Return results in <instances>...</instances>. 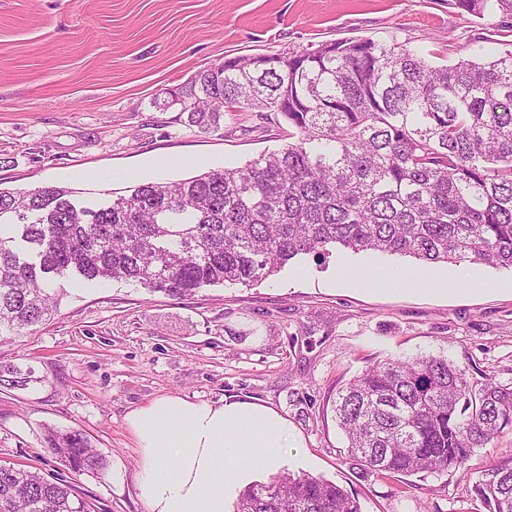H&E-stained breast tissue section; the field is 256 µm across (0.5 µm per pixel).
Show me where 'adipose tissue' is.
Instances as JSON below:
<instances>
[{
  "label": "adipose tissue",
  "instance_id": "adipose-tissue-1",
  "mask_svg": "<svg viewBox=\"0 0 512 512\" xmlns=\"http://www.w3.org/2000/svg\"><path fill=\"white\" fill-rule=\"evenodd\" d=\"M128 427L140 454L139 490L148 512H227L253 471H276L288 421L248 403L164 396L135 409Z\"/></svg>",
  "mask_w": 512,
  "mask_h": 512
}]
</instances>
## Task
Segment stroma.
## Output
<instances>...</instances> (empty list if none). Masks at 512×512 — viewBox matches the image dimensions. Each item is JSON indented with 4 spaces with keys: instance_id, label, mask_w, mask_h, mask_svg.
I'll return each mask as SVG.
<instances>
[{
    "instance_id": "obj_1",
    "label": "stroma",
    "mask_w": 512,
    "mask_h": 512,
    "mask_svg": "<svg viewBox=\"0 0 512 512\" xmlns=\"http://www.w3.org/2000/svg\"><path fill=\"white\" fill-rule=\"evenodd\" d=\"M347 38L436 50L442 64L485 60L512 41V15L479 19L452 0H0V181L66 186L95 209L141 183L244 165L287 143L280 115L228 112L204 134L152 101L227 58ZM377 266L421 270L409 257L336 252L249 287L181 298L61 279L50 320L0 337V367L36 376L0 384V465L65 473L44 432L78 429L108 461L105 477L76 478L90 512H146L130 411L164 395L260 402L288 420L285 471L344 487L363 512H476L470 489L512 454L511 433L476 449L464 469L377 479L345 463L333 404L351 377L386 358L442 356L512 386V269L434 265L454 276L448 293L342 280L344 269Z\"/></svg>"
}]
</instances>
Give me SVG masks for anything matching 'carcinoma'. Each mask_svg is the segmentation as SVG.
<instances>
[{
    "instance_id": "obj_1",
    "label": "carcinoma",
    "mask_w": 512,
    "mask_h": 512,
    "mask_svg": "<svg viewBox=\"0 0 512 512\" xmlns=\"http://www.w3.org/2000/svg\"><path fill=\"white\" fill-rule=\"evenodd\" d=\"M478 18L512 0H454ZM180 120L216 132L226 112H275L293 141L244 165L147 182L98 210L66 187H0V335L57 309L50 277L139 283L171 296L250 286L302 255L411 257L429 266L512 268V50L434 65L369 38L301 52L237 56L197 71ZM335 418L350 466L376 477L454 472L512 432V386L469 380L444 357L387 359L339 389ZM48 449L76 475L107 473L77 429ZM485 512H512V456L470 490ZM0 512H90L73 482L0 465ZM235 512H363L342 487L279 473L243 489Z\"/></svg>"
}]
</instances>
